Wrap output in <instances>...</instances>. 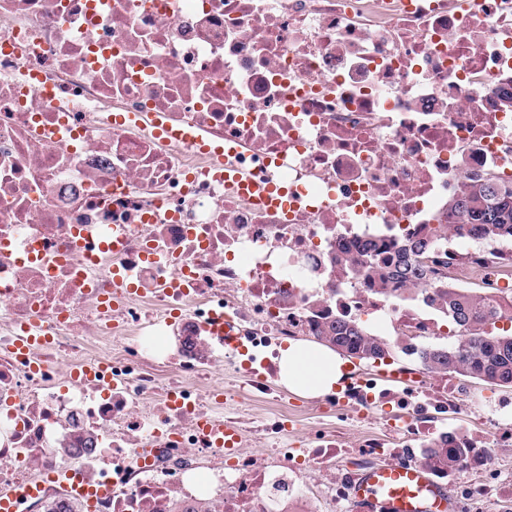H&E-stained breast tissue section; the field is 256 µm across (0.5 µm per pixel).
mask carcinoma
<instances>
[{
    "instance_id": "obj_1",
    "label": "carcinoma",
    "mask_w": 512,
    "mask_h": 512,
    "mask_svg": "<svg viewBox=\"0 0 512 512\" xmlns=\"http://www.w3.org/2000/svg\"><path fill=\"white\" fill-rule=\"evenodd\" d=\"M448 211L470 226V233L496 242H512V182L494 175L466 179L448 200ZM448 237V225L434 224L423 237H408L398 246L368 243L363 246L366 266L362 273L375 293L392 286L430 287L448 310V327L454 341L445 345H413L402 353L416 358L428 373L446 372L490 387H512V327L496 323L507 312L497 301L498 289L484 282L476 288L435 281L431 272L447 264L438 246ZM313 341L337 353L365 362L395 356L392 341L375 336L364 324L341 315L318 326ZM472 449L446 435L421 452V463L435 475L467 467Z\"/></svg>"
}]
</instances>
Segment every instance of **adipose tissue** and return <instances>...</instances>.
<instances>
[{"instance_id":"1","label":"adipose tissue","mask_w":512,"mask_h":512,"mask_svg":"<svg viewBox=\"0 0 512 512\" xmlns=\"http://www.w3.org/2000/svg\"><path fill=\"white\" fill-rule=\"evenodd\" d=\"M281 378L290 389L321 396L332 393L344 376V359L320 344L292 342L281 349Z\"/></svg>"}]
</instances>
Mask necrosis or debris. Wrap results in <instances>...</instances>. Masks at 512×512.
I'll return each instance as SVG.
<instances>
[{
	"label": "necrosis or debris",
	"mask_w": 512,
	"mask_h": 512,
	"mask_svg": "<svg viewBox=\"0 0 512 512\" xmlns=\"http://www.w3.org/2000/svg\"><path fill=\"white\" fill-rule=\"evenodd\" d=\"M461 1L0 0V495L67 512L65 465L111 480L97 512H289L349 448L439 440L461 409L445 374L395 390L348 373L353 417L393 405L385 436L321 431L293 477L287 417L243 429L224 407L274 394L277 347L336 313L400 344L439 335L427 291L367 290L366 242L451 225L439 275L512 296L498 245L448 212L466 178L512 179V0ZM143 112L233 144L230 165L275 161L292 210L228 193L202 146L112 121ZM219 318L242 358L228 390ZM204 423L237 429L232 466Z\"/></svg>",
	"instance_id": "obj_1"
}]
</instances>
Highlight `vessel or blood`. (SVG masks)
<instances>
[{
	"mask_svg": "<svg viewBox=\"0 0 512 512\" xmlns=\"http://www.w3.org/2000/svg\"><path fill=\"white\" fill-rule=\"evenodd\" d=\"M235 148H215V172L223 173L225 187L250 198L260 206L289 209L292 199L288 190L270 175L269 168L250 172L224 169V158L235 155ZM71 492L82 500L88 512L98 499L109 494L110 484L87 488L71 483ZM354 512H456L457 504L443 484L433 480L418 463L369 466L361 471L351 488Z\"/></svg>",
	"mask_w": 512,
	"mask_h": 512,
	"instance_id": "b4317fda",
	"label": "vessel or blood"
}]
</instances>
